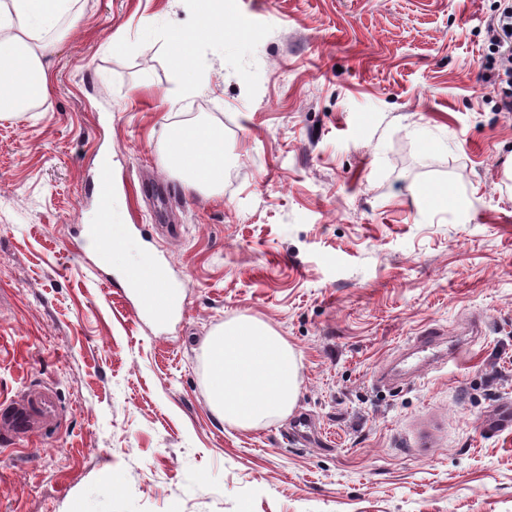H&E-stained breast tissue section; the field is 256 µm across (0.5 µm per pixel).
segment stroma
I'll return each mask as SVG.
<instances>
[{"mask_svg": "<svg viewBox=\"0 0 512 512\" xmlns=\"http://www.w3.org/2000/svg\"><path fill=\"white\" fill-rule=\"evenodd\" d=\"M77 0L49 95L0 119V405L56 428L0 449V512H512V112L481 80L494 0ZM125 48L113 52V37ZM224 131V191L166 165L170 126ZM112 171L123 262L81 244ZM180 293L135 318L124 263ZM254 317L297 356L287 418L224 423L208 338ZM430 328L452 358L419 364ZM311 416L304 441L291 428ZM196 21L191 32L174 35L179 49L173 53L172 65L179 75L182 92L190 95L194 92L199 75L194 71L192 60L187 48L198 37L202 36L212 43L223 44L228 28L224 25V13L214 12L211 9L210 0H195ZM59 407L52 391L34 389L20 399L0 408V435L20 441L56 425Z\"/></svg>", "mask_w": 512, "mask_h": 512, "instance_id": "1", "label": "stroma"}]
</instances>
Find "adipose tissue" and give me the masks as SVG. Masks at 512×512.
Returning <instances> with one entry per match:
<instances>
[{
	"label": "adipose tissue",
	"mask_w": 512,
	"mask_h": 512,
	"mask_svg": "<svg viewBox=\"0 0 512 512\" xmlns=\"http://www.w3.org/2000/svg\"><path fill=\"white\" fill-rule=\"evenodd\" d=\"M196 21L191 32L176 35L179 45L172 65L183 94H192L198 75L188 46L202 36L223 43L228 34L223 13L210 0H195ZM73 0H10L0 9V48L10 51L0 64V113L47 97L49 80L43 59L48 45L44 32L68 14ZM165 151L171 166L195 187L210 193L224 189V135L206 123L171 128ZM211 405L226 423L250 428L288 416L298 394L297 357L287 340L255 318L225 322L207 342Z\"/></svg>",
	"instance_id": "1"
}]
</instances>
